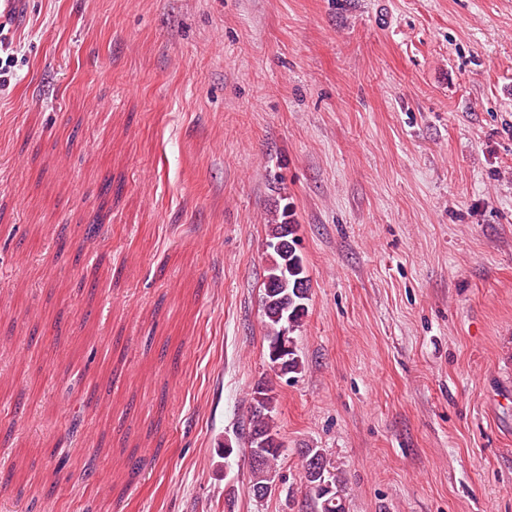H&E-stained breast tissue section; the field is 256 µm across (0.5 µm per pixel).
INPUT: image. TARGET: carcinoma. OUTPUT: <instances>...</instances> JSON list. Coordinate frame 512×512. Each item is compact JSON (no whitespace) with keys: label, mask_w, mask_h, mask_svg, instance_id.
<instances>
[{"label":"carcinoma","mask_w":512,"mask_h":512,"mask_svg":"<svg viewBox=\"0 0 512 512\" xmlns=\"http://www.w3.org/2000/svg\"><path fill=\"white\" fill-rule=\"evenodd\" d=\"M267 247L271 249L262 296V310L267 326V356L282 352L283 328L294 331L302 324L308 312L310 289L296 287L297 278L305 275V264L297 250L295 225L285 221L271 224L268 229ZM281 361L286 373L297 374L303 368L294 341ZM251 401L258 411L248 418V433L258 436L255 446L262 449L263 465L251 470V488L270 484L272 469L281 457L283 444L274 424L277 397L273 388L264 382L257 383L251 391ZM316 465L307 464L303 458L301 484L314 512H345L344 480L336 467L320 448L312 451Z\"/></svg>","instance_id":"carcinoma-1"}]
</instances>
